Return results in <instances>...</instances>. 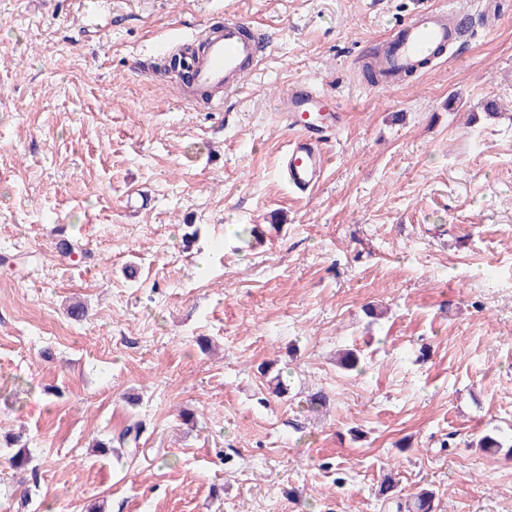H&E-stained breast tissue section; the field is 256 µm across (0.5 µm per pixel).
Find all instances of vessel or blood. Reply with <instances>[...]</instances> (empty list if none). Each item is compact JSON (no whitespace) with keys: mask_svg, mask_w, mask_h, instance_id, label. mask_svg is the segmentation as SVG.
Returning <instances> with one entry per match:
<instances>
[{"mask_svg":"<svg viewBox=\"0 0 512 512\" xmlns=\"http://www.w3.org/2000/svg\"><path fill=\"white\" fill-rule=\"evenodd\" d=\"M472 21L463 13L442 9L416 10L388 37L379 55L382 85L392 86L428 70L443 58L450 42L465 43L471 37ZM203 49L187 65L192 84L206 93L213 108H220L224 95L239 91L248 65L260 46L246 22L231 20L205 34ZM277 117L291 137L282 167L289 186L305 192L321 181L325 144L340 131L346 116L325 91L310 84L288 90L277 103Z\"/></svg>","mask_w":512,"mask_h":512,"instance_id":"b4317fda","label":"vessel or blood"}]
</instances>
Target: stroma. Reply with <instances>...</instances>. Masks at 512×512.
<instances>
[{
  "instance_id": "obj_1",
  "label": "stroma",
  "mask_w": 512,
  "mask_h": 512,
  "mask_svg": "<svg viewBox=\"0 0 512 512\" xmlns=\"http://www.w3.org/2000/svg\"><path fill=\"white\" fill-rule=\"evenodd\" d=\"M101 2L0 0V438L38 474L0 441V512H391L390 471L512 512V0ZM419 6L474 39L374 86ZM233 18L269 53L223 111L181 100L168 45ZM296 81L346 114L307 193L273 104Z\"/></svg>"
}]
</instances>
